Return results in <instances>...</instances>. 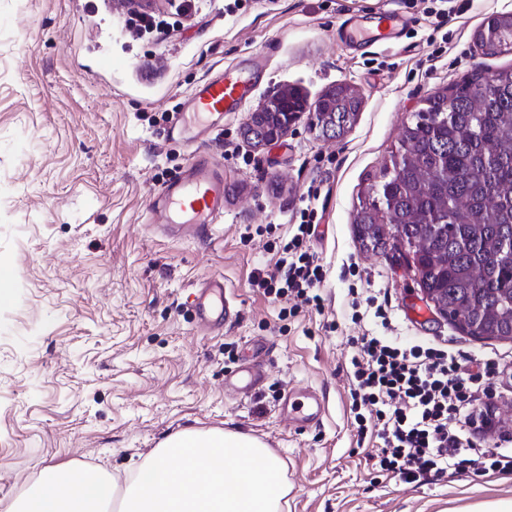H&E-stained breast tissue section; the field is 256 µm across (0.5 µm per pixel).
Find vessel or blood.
Masks as SVG:
<instances>
[{"label":"vessel or blood","instance_id":"1","mask_svg":"<svg viewBox=\"0 0 512 512\" xmlns=\"http://www.w3.org/2000/svg\"><path fill=\"white\" fill-rule=\"evenodd\" d=\"M410 19L398 12L388 11L377 24L367 18L351 17L343 30L345 42L351 44L387 45L408 30ZM254 90V84L244 71L227 67L219 76L205 81L194 93L188 117L194 124L218 129L224 114L238 111ZM224 173L207 156L195 155L177 182L164 187L162 204L157 211L158 221L171 234L192 233L207 236L211 225L224 217ZM200 325L206 329L222 328L230 314L232 303L223 280L203 283L193 302ZM264 379L258 365H251L236 373L231 388L239 393L253 392ZM288 403L293 413L292 422L302 428L318 421L324 403L316 392H288Z\"/></svg>","mask_w":512,"mask_h":512}]
</instances>
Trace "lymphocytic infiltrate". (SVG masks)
<instances>
[{
	"mask_svg": "<svg viewBox=\"0 0 512 512\" xmlns=\"http://www.w3.org/2000/svg\"><path fill=\"white\" fill-rule=\"evenodd\" d=\"M301 213L293 235L279 241L274 273L257 270L253 287L295 307L321 308L324 271L308 247L316 226ZM350 396L359 441L376 443L379 468L411 484L469 470L512 475V452L486 448L471 433L484 401L497 395L506 368L499 361L455 353L424 343L408 345L387 336L352 338Z\"/></svg>",
	"mask_w": 512,
	"mask_h": 512,
	"instance_id": "lymphocytic-infiltrate-1",
	"label": "lymphocytic infiltrate"
}]
</instances>
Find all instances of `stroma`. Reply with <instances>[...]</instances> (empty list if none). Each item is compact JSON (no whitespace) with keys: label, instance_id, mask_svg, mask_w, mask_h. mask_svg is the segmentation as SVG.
Here are the masks:
<instances>
[{"label":"stroma","instance_id":"1","mask_svg":"<svg viewBox=\"0 0 512 512\" xmlns=\"http://www.w3.org/2000/svg\"><path fill=\"white\" fill-rule=\"evenodd\" d=\"M413 27L398 47L358 50L336 36L363 8ZM424 0H0V262L13 272L0 303V512L42 469L75 463L127 478L170 435L243 431L284 464L283 512H469L512 500V475L463 474L404 484L356 443L345 365L350 337L387 333L440 342L512 369V340L476 339L441 316L393 246L355 234L359 201L422 100L473 75L512 67L472 34L512 0H467L442 50L427 43ZM164 13L174 32H137L135 15ZM251 72L255 91L198 141L161 113L185 111L222 68ZM346 83L364 100L341 138L298 121L280 141L243 135L270 91L316 102ZM222 166L224 220L209 237L155 227L154 202L193 153ZM315 210L309 248L327 270L323 311L283 313L249 281L275 271L273 244ZM223 279L235 316L196 325L198 284ZM387 299L391 322L351 319L349 288ZM259 363L258 394L225 388ZM315 391L321 420L295 430L288 389Z\"/></svg>","mask_w":512,"mask_h":512}]
</instances>
